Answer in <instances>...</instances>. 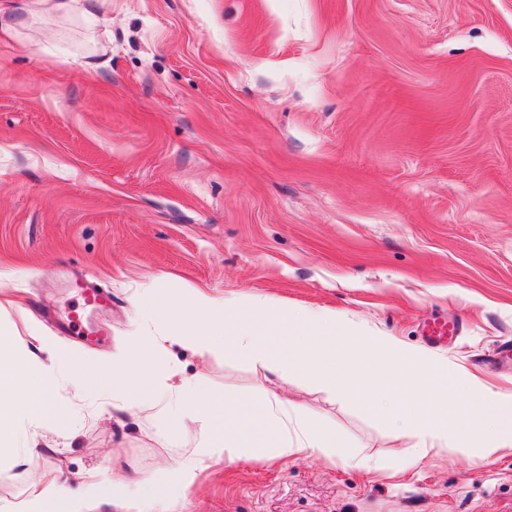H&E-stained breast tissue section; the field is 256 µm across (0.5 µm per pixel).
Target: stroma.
I'll list each match as a JSON object with an SVG mask.
<instances>
[{"mask_svg": "<svg viewBox=\"0 0 512 512\" xmlns=\"http://www.w3.org/2000/svg\"><path fill=\"white\" fill-rule=\"evenodd\" d=\"M0 31V330L41 324L122 350L151 280L347 317L512 396V0H105L110 20L25 10ZM88 278L111 296L68 331ZM447 318L452 338L428 340ZM236 411L275 391L381 473L322 459L206 470L176 512H512V450L401 468L410 438L230 351H178ZM136 411L42 428L0 504L31 480L175 465Z\"/></svg>", "mask_w": 512, "mask_h": 512, "instance_id": "1", "label": "stroma"}]
</instances>
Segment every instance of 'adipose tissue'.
<instances>
[{
    "instance_id": "adipose-tissue-1",
    "label": "adipose tissue",
    "mask_w": 512,
    "mask_h": 512,
    "mask_svg": "<svg viewBox=\"0 0 512 512\" xmlns=\"http://www.w3.org/2000/svg\"><path fill=\"white\" fill-rule=\"evenodd\" d=\"M132 314L136 332L116 355L71 350L36 327L28 347L0 336V355H9L0 359V426L15 428V461L32 451L36 429L71 419V410L55 402L69 387L95 415L134 409L163 420L172 435L186 418L207 421L210 442L172 467L130 481L108 482L92 471L76 490L63 481H31L29 494L0 505V512H92L106 497L138 502L141 512H167L170 502L187 498L201 473L220 462L295 456L357 463L323 426L305 420L298 433H289L293 407L273 393L239 412L236 429H226L223 399L203 379L182 374L172 361L177 345L201 358L227 346L239 358L303 379L334 399L389 415L401 433L416 437L402 464L406 470L452 438L512 449V397L478 387L467 371L393 337L362 333L333 313L277 310L258 296L216 297L200 288L173 292L154 285L134 292ZM46 347L56 349L55 362L37 359V350ZM357 464L369 471L381 467L376 460Z\"/></svg>"
}]
</instances>
